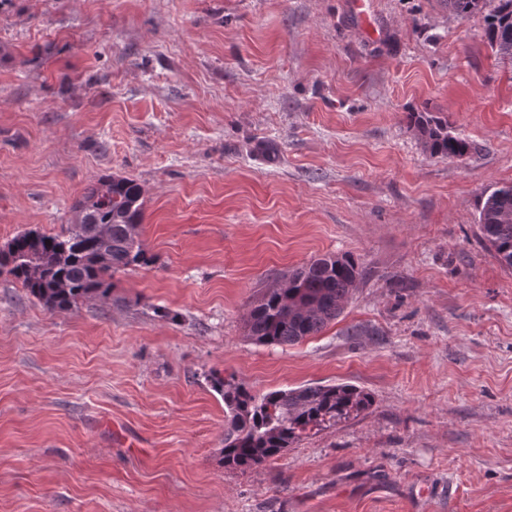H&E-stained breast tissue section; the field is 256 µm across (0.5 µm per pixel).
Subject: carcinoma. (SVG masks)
Wrapping results in <instances>:
<instances>
[{"mask_svg": "<svg viewBox=\"0 0 512 512\" xmlns=\"http://www.w3.org/2000/svg\"><path fill=\"white\" fill-rule=\"evenodd\" d=\"M459 17L484 14L486 35L497 55L512 61V0H447ZM424 147L437 157L461 158L474 143L448 131V121L428 112H410ZM65 235L24 232L0 254L6 273L48 309H64L91 297L107 298L113 272L147 262L138 241L143 200L133 180L107 176L88 188L73 206ZM108 234L99 238L93 226ZM480 232L499 262L512 269V186L496 188L480 210ZM362 267L350 256L319 258L287 276L288 288H271L257 299L245 320L247 336L261 345H294L320 333L342 313ZM208 381L224 398V467L246 472L278 457L312 430L358 416L373 397L348 383L274 390L258 396L218 372Z\"/></svg>", "mask_w": 512, "mask_h": 512, "instance_id": "1", "label": "carcinoma"}]
</instances>
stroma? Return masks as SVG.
I'll return each mask as SVG.
<instances>
[{
    "mask_svg": "<svg viewBox=\"0 0 512 512\" xmlns=\"http://www.w3.org/2000/svg\"><path fill=\"white\" fill-rule=\"evenodd\" d=\"M355 2L0 0V247L119 176L151 259L67 309L0 276V512H512V270L479 229L512 186V62L483 14ZM412 110L477 152L430 155ZM337 254L364 276L336 321L247 336ZM213 371L374 404L242 474Z\"/></svg>",
    "mask_w": 512,
    "mask_h": 512,
    "instance_id": "1",
    "label": "stroma"
}]
</instances>
